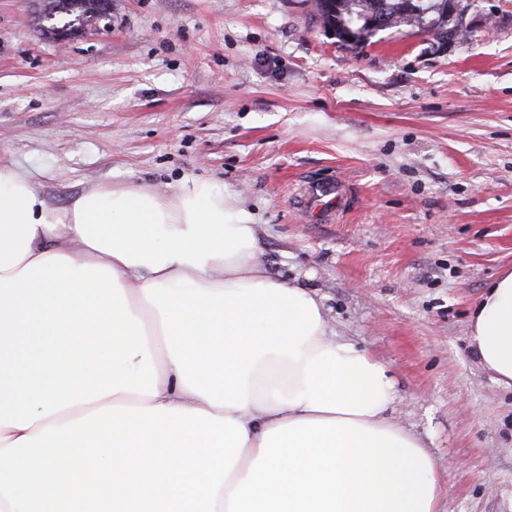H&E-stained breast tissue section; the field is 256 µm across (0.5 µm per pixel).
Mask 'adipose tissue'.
Instances as JSON below:
<instances>
[{
  "mask_svg": "<svg viewBox=\"0 0 512 512\" xmlns=\"http://www.w3.org/2000/svg\"><path fill=\"white\" fill-rule=\"evenodd\" d=\"M223 182L47 204L0 162V512H441L384 364L257 260ZM469 351L512 387V271Z\"/></svg>",
  "mask_w": 512,
  "mask_h": 512,
  "instance_id": "obj_1",
  "label": "adipose tissue"
}]
</instances>
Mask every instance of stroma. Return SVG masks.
<instances>
[{
	"label": "stroma",
	"mask_w": 512,
	"mask_h": 512,
	"mask_svg": "<svg viewBox=\"0 0 512 512\" xmlns=\"http://www.w3.org/2000/svg\"><path fill=\"white\" fill-rule=\"evenodd\" d=\"M438 48L408 26L344 45L314 0H112L58 41L0 0V160L48 204L105 184L223 181L274 278L322 298L397 390L442 512H512V390L470 355V314L512 269V0H461ZM311 182L342 204L320 217Z\"/></svg>",
	"instance_id": "stroma-1"
}]
</instances>
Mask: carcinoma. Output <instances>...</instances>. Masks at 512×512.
<instances>
[{
    "label": "carcinoma",
    "instance_id": "carcinoma-1",
    "mask_svg": "<svg viewBox=\"0 0 512 512\" xmlns=\"http://www.w3.org/2000/svg\"><path fill=\"white\" fill-rule=\"evenodd\" d=\"M111 0H46L42 18L51 21L58 16H69L61 27L51 25L46 32L54 35L59 30L73 33L84 30L86 21L94 17L100 21L109 14ZM458 0H315L317 16L323 28L336 38L354 46L364 44L379 28L381 20L389 27L409 25L434 32L436 38L448 42L459 33L461 21L448 26V17L457 10ZM354 41H349V38Z\"/></svg>",
    "mask_w": 512,
    "mask_h": 512
}]
</instances>
